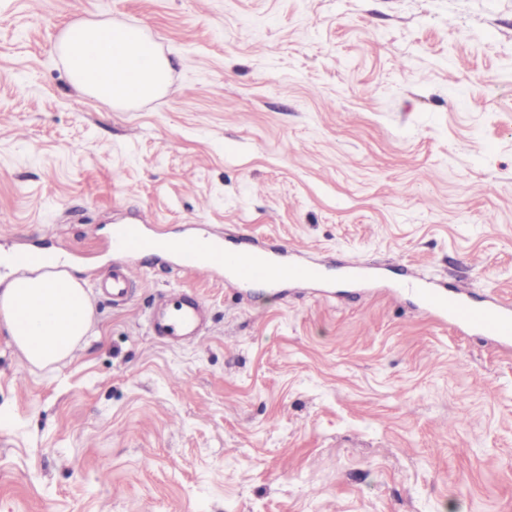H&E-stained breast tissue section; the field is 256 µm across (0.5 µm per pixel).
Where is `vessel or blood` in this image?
<instances>
[{"label": "vessel or blood", "instance_id": "vessel-or-blood-1", "mask_svg": "<svg viewBox=\"0 0 512 512\" xmlns=\"http://www.w3.org/2000/svg\"><path fill=\"white\" fill-rule=\"evenodd\" d=\"M111 246L118 260L111 277L99 281L97 289L111 291L116 303L125 299L130 286L143 273L142 266L131 260L137 253L163 260L175 257L186 275L222 274L227 282L236 285L260 283L274 288L286 281L317 282L325 277L319 263L291 260L287 249L227 247L205 230L188 236L162 237L147 233L139 224H116L112 227ZM406 291L414 293L421 308L439 323L512 347V303L492 298L483 306H474L470 302L471 291L463 284L432 287L405 279L393 287L397 295ZM202 312L198 301L182 293L173 294L168 307L152 312L151 331L156 336L198 339L202 335Z\"/></svg>", "mask_w": 512, "mask_h": 512}]
</instances>
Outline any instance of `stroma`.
I'll list each match as a JSON object with an SVG mask.
<instances>
[{
	"label": "stroma",
	"instance_id": "35a3bbf8",
	"mask_svg": "<svg viewBox=\"0 0 512 512\" xmlns=\"http://www.w3.org/2000/svg\"><path fill=\"white\" fill-rule=\"evenodd\" d=\"M143 30L165 92L77 91L71 23ZM287 245L373 286L278 291L142 258L54 370L0 333V512H512V349L403 276L512 300V0H0V253L111 268L108 227ZM205 302L203 340L151 307Z\"/></svg>",
	"mask_w": 512,
	"mask_h": 512
}]
</instances>
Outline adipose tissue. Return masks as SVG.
Wrapping results in <instances>:
<instances>
[{
    "label": "adipose tissue",
    "mask_w": 512,
    "mask_h": 512,
    "mask_svg": "<svg viewBox=\"0 0 512 512\" xmlns=\"http://www.w3.org/2000/svg\"><path fill=\"white\" fill-rule=\"evenodd\" d=\"M72 85L109 103L151 98L166 87L170 63L142 32L109 23L76 22L56 45ZM93 311L71 275H21L0 290V329L31 366L52 368L87 335Z\"/></svg>",
    "instance_id": "obj_1"
}]
</instances>
